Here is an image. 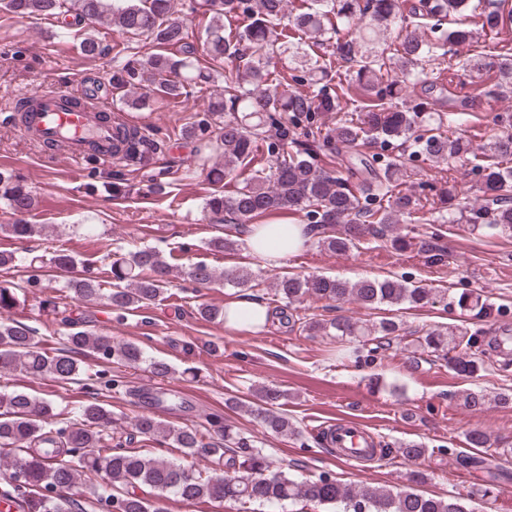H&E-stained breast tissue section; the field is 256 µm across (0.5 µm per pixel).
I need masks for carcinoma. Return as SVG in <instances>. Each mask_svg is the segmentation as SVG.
Masks as SVG:
<instances>
[{
	"instance_id": "cac0c4a2",
	"label": "carcinoma",
	"mask_w": 512,
	"mask_h": 512,
	"mask_svg": "<svg viewBox=\"0 0 512 512\" xmlns=\"http://www.w3.org/2000/svg\"><path fill=\"white\" fill-rule=\"evenodd\" d=\"M0 9L21 17H65L64 27L75 31L87 57L106 51L100 37L82 31L96 24L115 25L162 48L146 59L134 53L112 58V90L133 108L148 106L155 96L183 99L189 87L213 84L224 75V92L214 94L187 133L200 162L207 163L214 152L224 156V167H209L207 179L223 182L226 172L250 163L264 141L272 163L270 174L256 175L231 193L215 191L209 196L205 209L215 224H249L288 210L304 213L317 230L332 228L321 243L334 252H347L368 238L383 239L424 208L420 197L403 187L404 162L387 154L391 144L411 139L418 155L437 162L469 161L485 173L483 198L471 207H453L455 195L447 185L436 189L440 207L435 222L466 224L471 230L512 238V112L498 108L499 99L512 91V47L500 41V34L512 24V9L505 10V0H417L406 11L402 0H303L291 12L288 0H195L193 11L209 17L204 65L195 43L188 40L185 23L174 16L171 0H0ZM237 16L247 24L230 38L224 35V21ZM395 27L405 35L379 48L378 35ZM424 28L434 38H424ZM331 42L336 58L344 63V71L336 72L334 88L322 83L329 76L327 60L310 53ZM285 45L304 73L306 91L291 88L288 80H298L296 75L281 76L274 89L268 87ZM486 66L494 69L496 82L483 91L485 111L493 113L492 121L501 131L477 153L458 132L475 107L473 97L464 96L445 112L437 108L436 99L412 96L410 87L431 91L446 70ZM332 112L334 128L319 121L320 115ZM317 141L348 150L368 141L380 151L358 158L356 168L327 170L318 164L312 148ZM113 148L145 167L164 152L165 143L141 127L120 124ZM0 199L16 215L28 213L34 203L20 180L3 173ZM41 231L37 224L0 225V232L16 240L31 239ZM439 240L433 232L423 242L434 264L444 261ZM43 263L44 256L32 250L20 256L0 251V268L35 270ZM51 263L68 274L76 259L58 250ZM110 267L113 287L108 290L101 288L89 267L68 279L67 288L87 305L134 310L155 302L173 273V266L153 248L119 258ZM181 275L202 286L217 279L215 269L203 261L189 264ZM228 281L237 288H252L255 276L238 268ZM276 288L290 302L308 295L327 302L353 301L369 309L380 304L446 308L451 303L480 318L494 315L493 306L477 293L463 292L450 302L435 288L397 278L351 282L330 276H284ZM64 323V347L50 353L42 347L37 328L22 321L0 322V370L69 383L84 372L82 356L128 365L144 359L137 344L115 343L78 322ZM307 330L338 343H361L353 349L357 356L362 348L376 353L390 346L401 325L387 318L369 324L338 316L311 321ZM480 336L478 329L459 326L428 328L417 336L416 346L441 353L450 370L468 376L481 371L489 355ZM282 397L280 390L264 386L245 412L268 432L295 435L288 417L274 410ZM491 401L507 404L512 394L463 395L464 405L474 410ZM74 410L76 418L63 422L50 400L21 390L0 391V452L10 470L11 490L3 492L7 501L28 512H76L77 501L63 491L73 488L83 473L95 471L101 474L93 491L98 512H163L159 500L144 495L146 488L186 502L332 504L336 512H472L454 497L348 485L329 473L295 479L269 462L220 413L208 419L216 439L152 414L140 415L134 424V433L146 441L172 445L187 456L207 457L215 467L203 473L149 451L111 446L112 412L96 398L77 401Z\"/></svg>"
}]
</instances>
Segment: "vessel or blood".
I'll return each mask as SVG.
<instances>
[{"label": "vessel or blood", "instance_id": "obj_1", "mask_svg": "<svg viewBox=\"0 0 512 512\" xmlns=\"http://www.w3.org/2000/svg\"><path fill=\"white\" fill-rule=\"evenodd\" d=\"M24 98L30 103V115L19 131L41 148L61 152L76 162L122 163V156L112 152L115 126L106 118L105 96L98 85L81 82L53 91L28 92ZM332 431L342 458L357 462L368 458L372 435L363 426L346 420L337 422Z\"/></svg>", "mask_w": 512, "mask_h": 512}]
</instances>
